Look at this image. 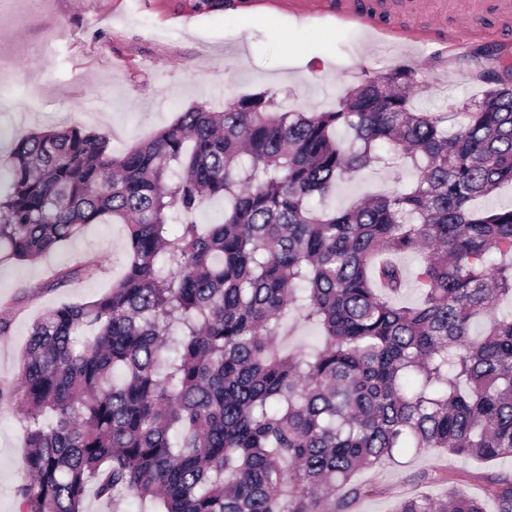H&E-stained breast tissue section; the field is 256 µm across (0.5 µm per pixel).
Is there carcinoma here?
<instances>
[{"instance_id": "carcinoma-1", "label": "carcinoma", "mask_w": 512, "mask_h": 512, "mask_svg": "<svg viewBox=\"0 0 512 512\" xmlns=\"http://www.w3.org/2000/svg\"><path fill=\"white\" fill-rule=\"evenodd\" d=\"M478 80L481 100L441 113L409 106L411 70L364 80L330 112L242 96L120 155L78 126L18 137L0 162V263L42 260L108 220L126 239L122 278L39 317L18 388H0L27 421L21 512H84L90 488L152 512H353L367 493L355 474L398 448L512 457V311L499 312L512 208L473 205L512 184V69ZM399 160L412 186L311 207ZM214 199L223 212L199 223ZM405 253L419 256L411 276ZM99 268L90 258L46 287ZM411 284L419 301L398 302ZM292 310L322 346L279 348ZM484 495L512 512V478ZM396 512L485 502L450 480Z\"/></svg>"}]
</instances>
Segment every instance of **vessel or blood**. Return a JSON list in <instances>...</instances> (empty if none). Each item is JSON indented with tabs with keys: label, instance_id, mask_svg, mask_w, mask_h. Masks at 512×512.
<instances>
[{
	"label": "vessel or blood",
	"instance_id": "obj_1",
	"mask_svg": "<svg viewBox=\"0 0 512 512\" xmlns=\"http://www.w3.org/2000/svg\"><path fill=\"white\" fill-rule=\"evenodd\" d=\"M293 16L333 14L380 32H388L384 16L403 14L426 17L424 26L413 31L414 40L452 48L458 29L478 31L486 18H495L502 35L512 36V0H442L437 11H429L427 0H289Z\"/></svg>",
	"mask_w": 512,
	"mask_h": 512
}]
</instances>
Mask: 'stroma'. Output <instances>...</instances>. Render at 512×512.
Segmentation results:
<instances>
[{
	"mask_svg": "<svg viewBox=\"0 0 512 512\" xmlns=\"http://www.w3.org/2000/svg\"><path fill=\"white\" fill-rule=\"evenodd\" d=\"M401 47L371 42L353 24L333 17L300 20L287 12L241 5L217 15L194 13L189 0H0V157L17 136L65 126L108 135L113 154L148 138L193 107L222 109L245 94H276L301 112L335 108L362 79L406 62ZM512 65V37L495 25L459 32L449 52L423 51L410 90L419 110L480 100L475 70ZM416 171L399 162L371 167L341 181L329 199L343 208L360 197L412 184ZM122 225L104 223L37 263L0 266V386H16L32 323L60 301L88 302L122 274ZM101 269L62 288L47 287L51 271L88 255ZM26 422L15 403H0V512H19L18 489ZM459 479L481 496L488 478L512 476V458L460 461L435 450L408 449L396 460L359 471L370 488L355 512H394L409 493L439 498Z\"/></svg>",
	"mask_w": 512,
	"mask_h": 512,
	"instance_id": "stroma-1",
	"label": "stroma"
}]
</instances>
